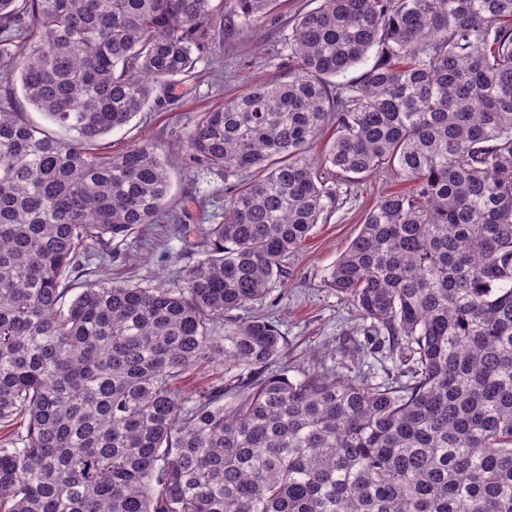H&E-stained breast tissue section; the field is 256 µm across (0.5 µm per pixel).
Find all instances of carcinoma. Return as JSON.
<instances>
[{"instance_id": "cac0c4a2", "label": "carcinoma", "mask_w": 512, "mask_h": 512, "mask_svg": "<svg viewBox=\"0 0 512 512\" xmlns=\"http://www.w3.org/2000/svg\"><path fill=\"white\" fill-rule=\"evenodd\" d=\"M212 22L211 0H0V71L26 51L24 98L69 133L0 106V512H512V0H318L279 79L167 151L103 147ZM185 155L226 191L185 286L81 279L89 244L103 266L174 220ZM330 168L411 184L327 277L394 355L380 383L289 377L249 312L336 208Z\"/></svg>"}]
</instances>
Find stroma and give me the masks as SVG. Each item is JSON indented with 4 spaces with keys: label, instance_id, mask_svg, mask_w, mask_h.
Wrapping results in <instances>:
<instances>
[{
    "label": "stroma",
    "instance_id": "1",
    "mask_svg": "<svg viewBox=\"0 0 512 512\" xmlns=\"http://www.w3.org/2000/svg\"><path fill=\"white\" fill-rule=\"evenodd\" d=\"M314 6V0H279L277 10L263 23L225 32L200 54L190 76L157 87L155 101L128 125L106 135L105 145L119 152L149 139L167 147L185 137L200 113L223 107L251 84L278 79V54L286 48L294 19ZM407 187L386 170L354 181L338 180V207L289 258L286 277L257 302L261 313H274L286 336L292 370L319 361L338 365L342 350L363 340L362 320L328 288L327 275L379 195ZM167 206L183 215L188 234L180 235L176 225L163 223L147 241L131 236L115 244L119 257L108 266L113 277L143 287H182L184 271L200 257V228L210 216L224 213V182L203 167L180 163L171 173Z\"/></svg>",
    "mask_w": 512,
    "mask_h": 512
}]
</instances>
